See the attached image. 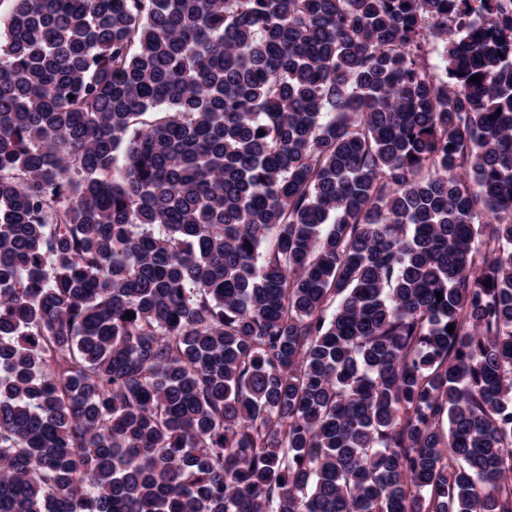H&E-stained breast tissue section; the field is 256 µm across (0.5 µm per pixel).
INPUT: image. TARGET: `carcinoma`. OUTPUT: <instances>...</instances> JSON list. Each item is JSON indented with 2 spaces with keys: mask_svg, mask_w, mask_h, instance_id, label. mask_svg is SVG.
Masks as SVG:
<instances>
[{
  "mask_svg": "<svg viewBox=\"0 0 512 512\" xmlns=\"http://www.w3.org/2000/svg\"><path fill=\"white\" fill-rule=\"evenodd\" d=\"M3 4L0 512H512V0Z\"/></svg>",
  "mask_w": 512,
  "mask_h": 512,
  "instance_id": "1",
  "label": "carcinoma"
}]
</instances>
